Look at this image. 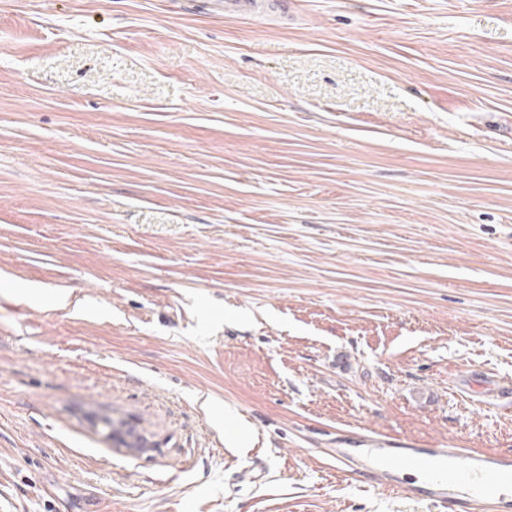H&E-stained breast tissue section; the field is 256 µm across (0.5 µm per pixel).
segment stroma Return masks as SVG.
<instances>
[{
	"label": "stroma",
	"mask_w": 512,
	"mask_h": 512,
	"mask_svg": "<svg viewBox=\"0 0 512 512\" xmlns=\"http://www.w3.org/2000/svg\"><path fill=\"white\" fill-rule=\"evenodd\" d=\"M508 378L512 0H0V512H435L335 449ZM267 0H224V14L259 16L271 12Z\"/></svg>",
	"instance_id": "obj_1"
}]
</instances>
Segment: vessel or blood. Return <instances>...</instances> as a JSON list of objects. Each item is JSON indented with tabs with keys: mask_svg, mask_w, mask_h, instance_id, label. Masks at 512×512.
Segmentation results:
<instances>
[{
	"mask_svg": "<svg viewBox=\"0 0 512 512\" xmlns=\"http://www.w3.org/2000/svg\"><path fill=\"white\" fill-rule=\"evenodd\" d=\"M270 0H224V11L259 16ZM336 455L353 472L381 480L384 489L429 502L436 512H512V454L471 448H423L403 438L351 436ZM423 471L421 483L399 482V470Z\"/></svg>",
	"mask_w": 512,
	"mask_h": 512,
	"instance_id": "b4317fda",
	"label": "vessel or blood"
}]
</instances>
